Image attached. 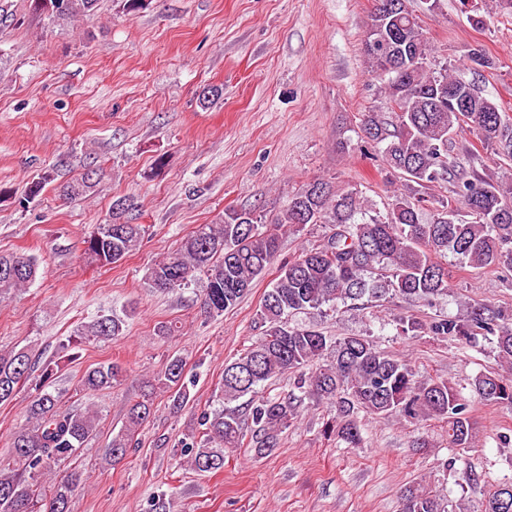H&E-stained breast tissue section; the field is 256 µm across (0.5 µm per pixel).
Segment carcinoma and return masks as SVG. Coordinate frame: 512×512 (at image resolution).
<instances>
[{
	"instance_id": "cac0c4a2",
	"label": "carcinoma",
	"mask_w": 512,
	"mask_h": 512,
	"mask_svg": "<svg viewBox=\"0 0 512 512\" xmlns=\"http://www.w3.org/2000/svg\"><path fill=\"white\" fill-rule=\"evenodd\" d=\"M44 10L41 0H27L29 12L47 17L90 15L99 0H60ZM387 0H374L364 40L370 72L385 85L397 109L386 120L370 109L363 128L369 141L384 145L387 166L404 181L390 196L383 217L368 216L353 192L335 193L325 182L296 192L284 215L261 226L250 209H228L215 224H199L180 247L152 265L143 284L168 292L189 287L205 276L201 310L208 315L235 308L254 283L274 264L280 231L300 232L309 224H329L324 243L305 250L277 269L265 293L261 320L264 330L234 361L224 365L216 393L218 408L201 415L202 438L184 443L181 455L198 472L224 468V449L239 448L245 438L260 453L277 446L278 433L288 428L307 400L324 401L337 416L324 423L323 433L348 448L362 439L354 414L400 415L411 420L437 419L447 427L448 447L469 448L472 426L468 405L445 380L419 381L407 360L379 351L361 336L333 338L319 329L291 322V317L324 305L347 301H380L390 295L431 303L448 295V257L474 269L512 271V177L494 179L466 167L451 154L449 144L467 127L490 148L493 156L512 161V124L500 105L455 74L456 67L433 60V49L419 16L408 0H397L399 15L385 12ZM452 186L454 198L440 200L430 219L421 214L420 190L441 183ZM94 187L87 175L62 187L61 196H84ZM112 223L94 224L81 239V258L90 264L112 265L137 250L144 227L130 222L134 200L118 198ZM466 211L471 220L462 218ZM41 261L33 254H0V301L33 284ZM125 320L100 315L76 329L59 344L55 362L39 365L30 349L0 351V404L26 388L30 402L25 424L14 428L11 458L0 467V512H72L75 490L82 483L76 467L56 475L97 431L99 411L62 407L53 390L61 364L78 350L123 335ZM398 333L415 338L423 332L472 343L479 335L496 337L500 361L512 364V324L500 313L477 305L462 317H438L424 324L415 317L397 323ZM126 370L118 363L87 369L79 390L99 392L120 384ZM285 373L296 375L295 386L275 398L259 389ZM187 360L176 355L154 378L142 399L126 410L125 425L112 437L107 456L117 463L127 456L135 434L149 418L153 394L168 393L180 409L189 401ZM472 391L483 401L512 405V376L489 372L475 377ZM252 399L245 410L234 402ZM445 495L421 484L401 492L402 512H448ZM507 498L512 481L489 492L485 508Z\"/></svg>"
}]
</instances>
